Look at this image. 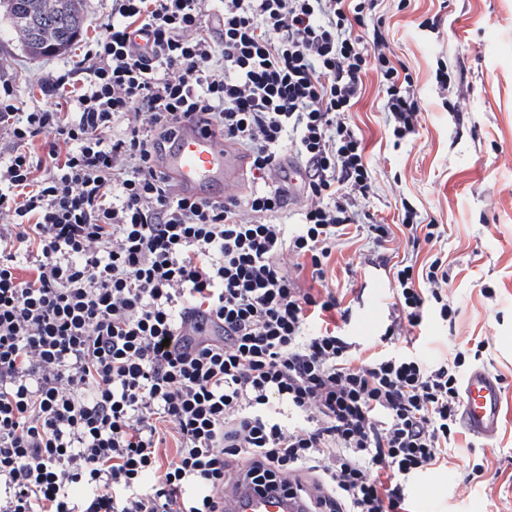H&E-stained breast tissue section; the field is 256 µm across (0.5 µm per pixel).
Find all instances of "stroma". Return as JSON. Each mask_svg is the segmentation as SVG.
I'll use <instances>...</instances> for the list:
<instances>
[{
	"mask_svg": "<svg viewBox=\"0 0 512 512\" xmlns=\"http://www.w3.org/2000/svg\"><path fill=\"white\" fill-rule=\"evenodd\" d=\"M370 20L408 67L422 120L413 140L394 146L377 78L365 77L350 121L374 171L368 208L393 225L409 201L442 236L416 251L399 232L379 247L363 235L344 240L328 277L343 305L353 307L348 332L365 341L369 356L396 287L389 264L411 255L421 264L436 255L445 260L456 320L431 319L418 350L434 360L485 342L478 363L500 378L506 412L493 440L456 434L447 464L412 485L410 506L425 512L433 500L438 512H512V0H378ZM44 65L0 16V77L36 98ZM442 66L449 76L444 86L437 79ZM489 288L494 297L486 296ZM477 463L484 471L474 479Z\"/></svg>",
	"mask_w": 512,
	"mask_h": 512,
	"instance_id": "1",
	"label": "stroma"
}]
</instances>
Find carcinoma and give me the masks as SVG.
<instances>
[{"label":"carcinoma","instance_id":"cac0c4a2","mask_svg":"<svg viewBox=\"0 0 512 512\" xmlns=\"http://www.w3.org/2000/svg\"><path fill=\"white\" fill-rule=\"evenodd\" d=\"M0 14L32 57L65 53L84 28V0H0Z\"/></svg>","mask_w":512,"mask_h":512}]
</instances>
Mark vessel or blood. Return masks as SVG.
<instances>
[{
  "label": "vessel or blood",
  "mask_w": 512,
  "mask_h": 512,
  "mask_svg": "<svg viewBox=\"0 0 512 512\" xmlns=\"http://www.w3.org/2000/svg\"><path fill=\"white\" fill-rule=\"evenodd\" d=\"M247 158L233 141L192 120L181 121L175 143L160 158L162 171L185 195L213 197L218 189L246 178ZM500 379L483 367L472 368L463 382L462 426L474 437L492 439L503 425ZM224 512H308L305 501L276 489L255 490L240 483L224 495Z\"/></svg>",
  "instance_id": "1"
}]
</instances>
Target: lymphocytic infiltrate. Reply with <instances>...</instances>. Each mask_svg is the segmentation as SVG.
Segmentation results:
<instances>
[{
    "instance_id": "1",
    "label": "lymphocytic infiltrate",
    "mask_w": 512,
    "mask_h": 512,
    "mask_svg": "<svg viewBox=\"0 0 512 512\" xmlns=\"http://www.w3.org/2000/svg\"><path fill=\"white\" fill-rule=\"evenodd\" d=\"M111 2L40 98L0 81V512H219L243 479L311 512H410L480 351L411 348L455 321L441 258L395 265L365 360L324 285L349 227L391 235L348 121L367 72L395 142L418 132L408 68L359 33L374 0ZM192 117L248 155L250 192L190 199L160 171Z\"/></svg>"
}]
</instances>
